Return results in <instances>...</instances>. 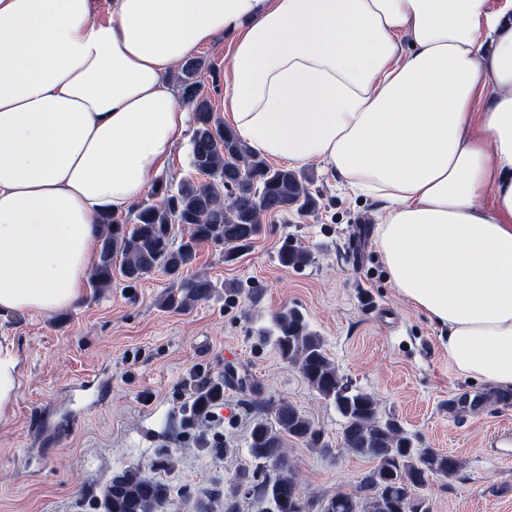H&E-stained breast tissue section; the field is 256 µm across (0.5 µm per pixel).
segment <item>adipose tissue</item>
Listing matches in <instances>:
<instances>
[{
    "label": "adipose tissue",
    "mask_w": 512,
    "mask_h": 512,
    "mask_svg": "<svg viewBox=\"0 0 512 512\" xmlns=\"http://www.w3.org/2000/svg\"><path fill=\"white\" fill-rule=\"evenodd\" d=\"M0 0V316L79 303L99 216L153 186L191 112L172 73L231 45L253 152L380 200L397 292L461 375L512 388V0ZM0 336V424L20 386Z\"/></svg>",
    "instance_id": "obj_1"
}]
</instances>
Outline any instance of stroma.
I'll use <instances>...</instances> for the list:
<instances>
[{"label": "stroma", "instance_id": "stroma-1", "mask_svg": "<svg viewBox=\"0 0 512 512\" xmlns=\"http://www.w3.org/2000/svg\"><path fill=\"white\" fill-rule=\"evenodd\" d=\"M303 171L318 208L265 217L231 262L224 247L201 244L195 268L217 291L190 309L161 305L170 280L157 271L133 288L114 277L110 288L87 289L76 306L50 316L0 318L22 366L13 418L0 427V512H95L113 471L164 453L172 465L156 476L173 493L163 512H197L207 499L224 512V494L251 466L253 423L271 420L282 401L306 414L331 448L322 455L289 444L301 494L358 493L374 461L342 447V417L267 335L289 308L416 447L461 459L455 478L434 475L419 489L428 512H512V399L449 412V402L491 387L454 370L440 329L391 285L375 243L381 201L353 197L320 163ZM289 245L305 248L310 263L283 266L279 252ZM228 349L234 362L224 358ZM218 378L224 399L208 426L176 434L199 380ZM219 439L231 455L212 453Z\"/></svg>", "mask_w": 512, "mask_h": 512}]
</instances>
